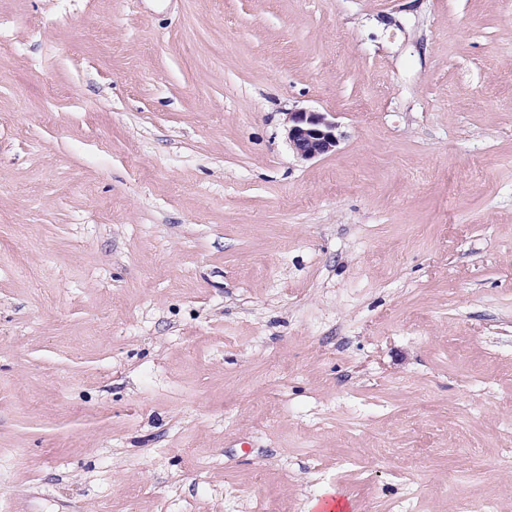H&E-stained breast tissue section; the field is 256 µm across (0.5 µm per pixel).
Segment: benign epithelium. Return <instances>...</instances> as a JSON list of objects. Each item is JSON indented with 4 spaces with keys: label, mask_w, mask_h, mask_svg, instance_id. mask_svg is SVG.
Returning a JSON list of instances; mask_svg holds the SVG:
<instances>
[{
    "label": "benign epithelium",
    "mask_w": 512,
    "mask_h": 512,
    "mask_svg": "<svg viewBox=\"0 0 512 512\" xmlns=\"http://www.w3.org/2000/svg\"><path fill=\"white\" fill-rule=\"evenodd\" d=\"M288 143L297 158L313 160L336 151L339 125L328 112L299 108L286 112Z\"/></svg>",
    "instance_id": "obj_1"
}]
</instances>
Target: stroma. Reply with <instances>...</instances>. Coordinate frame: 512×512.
Here are the masks:
<instances>
[{"label":"stroma","instance_id":"stroma-1","mask_svg":"<svg viewBox=\"0 0 512 512\" xmlns=\"http://www.w3.org/2000/svg\"><path fill=\"white\" fill-rule=\"evenodd\" d=\"M333 485L512 512V0H0V512ZM285 115L288 143L297 158L309 161L336 151L341 135L332 114L299 108Z\"/></svg>","mask_w":512,"mask_h":512}]
</instances>
